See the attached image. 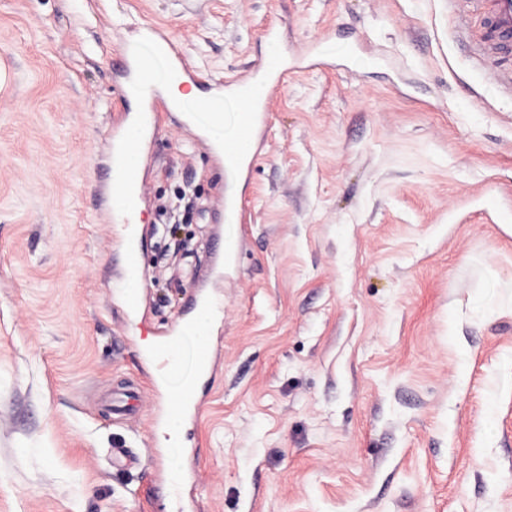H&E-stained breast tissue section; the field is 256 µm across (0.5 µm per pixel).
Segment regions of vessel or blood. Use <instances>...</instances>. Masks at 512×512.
I'll use <instances>...</instances> for the list:
<instances>
[{
  "label": "vessel or blood",
  "instance_id": "obj_1",
  "mask_svg": "<svg viewBox=\"0 0 512 512\" xmlns=\"http://www.w3.org/2000/svg\"><path fill=\"white\" fill-rule=\"evenodd\" d=\"M448 2L453 10L479 19L481 30L472 44L473 51L479 59L493 62L496 67L493 74L496 84L503 92L512 95V0ZM140 33L151 45L163 46V55L170 70L185 84H199L197 69L190 63L182 47L163 28L144 27ZM123 71L125 86L141 95L140 106L138 110H121L112 116V157L107 164L110 175L106 183L100 185L98 195L102 201L111 203L112 221L122 225L124 229V262L118 278L125 283L139 276L138 253L143 234L138 223V213L146 194L142 168L129 166L127 157L133 153L140 156L145 154L151 138L159 128L160 115L168 111L169 104L160 87L155 84L152 66L148 60L135 55L126 56ZM287 81V70L254 66L241 77L224 85L225 93L242 100L243 120L240 131L252 138L255 154H262L265 148L263 125L269 104ZM257 82L262 84L263 94L259 100L254 101L246 97L245 91ZM187 119L200 125L199 141L206 146L216 169H223L224 145L208 136V122L202 121L193 112L188 113ZM240 217V204L230 202L223 196L217 197L213 204V221L218 228L213 233L208 265L196 276L197 292L189 297L182 321L172 325L165 337L144 353L157 381H165L176 370L174 353L178 347V338L187 324L195 322L204 312L210 314L212 320H219L221 309L210 289L223 280L224 266L228 261L220 225L239 220ZM200 407L201 397L197 388L186 389L176 395H166L165 408L162 415L155 420V428L161 431L172 421H188L197 416Z\"/></svg>",
  "mask_w": 512,
  "mask_h": 512
}]
</instances>
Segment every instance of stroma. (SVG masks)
<instances>
[{
  "mask_svg": "<svg viewBox=\"0 0 512 512\" xmlns=\"http://www.w3.org/2000/svg\"><path fill=\"white\" fill-rule=\"evenodd\" d=\"M129 14L205 85L265 60L271 21L323 59L289 75L248 180L162 116L135 320L96 214L119 63L149 48ZM469 44L445 0H0V512H512V96ZM221 192L245 209L220 362L168 446L142 353ZM125 385L137 408L112 412Z\"/></svg>",
  "mask_w": 512,
  "mask_h": 512,
  "instance_id": "35a3bbf8",
  "label": "stroma"
}]
</instances>
